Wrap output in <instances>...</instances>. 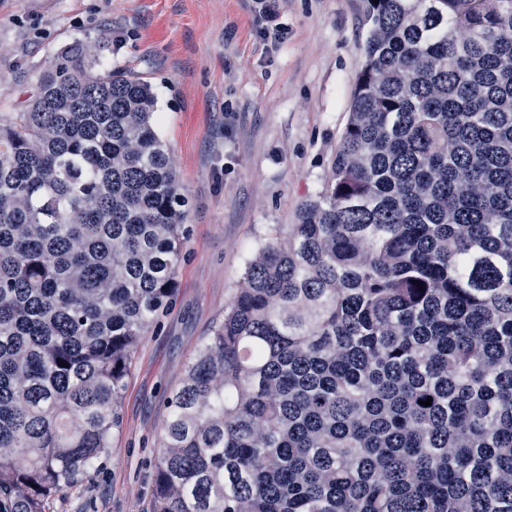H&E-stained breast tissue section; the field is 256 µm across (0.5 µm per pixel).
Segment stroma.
<instances>
[{
    "instance_id": "1",
    "label": "stroma",
    "mask_w": 512,
    "mask_h": 512,
    "mask_svg": "<svg viewBox=\"0 0 512 512\" xmlns=\"http://www.w3.org/2000/svg\"><path fill=\"white\" fill-rule=\"evenodd\" d=\"M255 0H0V113L20 111L61 44L108 34L112 65L151 82L188 201L176 292L138 347L107 454L46 512H151L167 401L224 318L247 260L321 191L363 60V0H278L288 37L258 32Z\"/></svg>"
}]
</instances>
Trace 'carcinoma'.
I'll return each instance as SVG.
<instances>
[{"label":"carcinoma","mask_w":512,"mask_h":512,"mask_svg":"<svg viewBox=\"0 0 512 512\" xmlns=\"http://www.w3.org/2000/svg\"><path fill=\"white\" fill-rule=\"evenodd\" d=\"M364 16L329 178L172 393L151 512H512V0ZM111 56L73 39L0 114V512L106 455L175 294L187 200Z\"/></svg>","instance_id":"cac0c4a2"}]
</instances>
